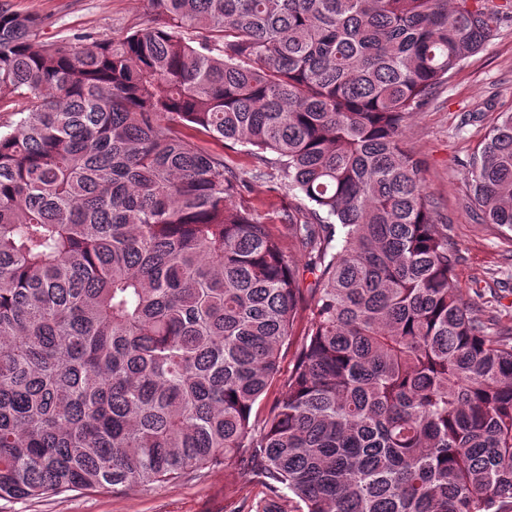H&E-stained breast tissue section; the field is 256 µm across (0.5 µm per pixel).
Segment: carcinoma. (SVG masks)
Listing matches in <instances>:
<instances>
[{"instance_id":"cac0c4a2","label":"carcinoma","mask_w":512,"mask_h":512,"mask_svg":"<svg viewBox=\"0 0 512 512\" xmlns=\"http://www.w3.org/2000/svg\"><path fill=\"white\" fill-rule=\"evenodd\" d=\"M121 37L37 45L0 3V499L153 485L241 459L279 512H512V329L475 318L406 116L512 0H149ZM311 208L301 304L243 179ZM274 154L269 159L266 153ZM512 229V112L472 160ZM24 107V101L19 98H1L0 100V131L6 132L15 126L20 116L18 112ZM184 131L192 141L208 152L224 156V163L228 168L245 176L248 187L237 197L236 203L244 208L253 209L261 221L272 224L288 248V260L300 268L301 288H314L315 275L304 272V275L301 276L304 258L288 239V226L286 225L288 224V215L303 220V215L310 207L307 200L295 192L274 189L276 180L269 176L261 179L248 178L250 172L258 164L247 147L217 142L191 129ZM307 324V312L303 313V318L298 325V328L296 330L295 335L293 336V342L294 344L289 347L286 351L285 348L283 349V357L281 360V373L282 376L279 378V380L275 381L272 386L269 388L266 397L262 400V402L259 405H256L255 410L259 407V411L264 414L272 405L274 400H276L282 393V381L283 378L288 374V370L292 367L293 361H294V351H295V344L300 341L301 334L303 332V329L305 325ZM285 351V352H284Z\"/></svg>"}]
</instances>
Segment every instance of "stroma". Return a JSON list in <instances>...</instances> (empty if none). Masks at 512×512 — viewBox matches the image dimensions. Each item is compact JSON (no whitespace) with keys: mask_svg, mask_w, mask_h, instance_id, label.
I'll use <instances>...</instances> for the list:
<instances>
[{"mask_svg":"<svg viewBox=\"0 0 512 512\" xmlns=\"http://www.w3.org/2000/svg\"><path fill=\"white\" fill-rule=\"evenodd\" d=\"M14 11L39 17L35 40L55 43L77 34L100 39L124 35L149 19L148 0H7ZM512 111V21H503L495 39L465 59L428 104L412 113L404 137L422 162L420 180L460 251L457 269L464 300L486 317L491 289L501 292L498 319L512 325V230L484 223L470 191L468 161L501 113ZM190 138L225 165L247 176L238 205L254 210L276 233L287 236L289 218H302L309 204L301 195L276 188L273 178H251L256 160L248 148ZM273 496L238 466L206 467L174 483L129 486L97 492L71 491L46 499L0 500V512H268Z\"/></svg>","mask_w":512,"mask_h":512,"instance_id":"stroma-1","label":"stroma"}]
</instances>
